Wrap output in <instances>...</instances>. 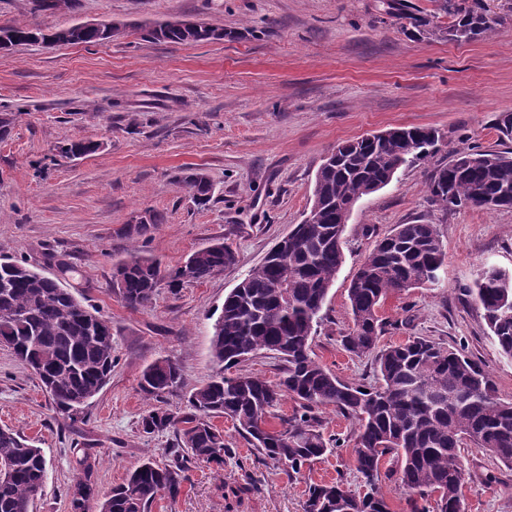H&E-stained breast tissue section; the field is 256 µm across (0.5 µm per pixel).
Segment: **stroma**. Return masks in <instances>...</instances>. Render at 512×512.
<instances>
[{
  "mask_svg": "<svg viewBox=\"0 0 512 512\" xmlns=\"http://www.w3.org/2000/svg\"><path fill=\"white\" fill-rule=\"evenodd\" d=\"M484 3L501 23L491 37L465 42L403 33L381 0H78L76 9L47 12L32 11L30 0H0V25L126 27L110 42L0 50V117L12 120L0 136V255L59 277L112 323V375L74 421L55 412L35 375L0 346V427L47 459L33 512H69L83 455L96 458L103 493L145 457L169 462L174 433L142 429L152 405L139 389L144 369L176 360L183 382L168 402L183 406L216 370L215 310L309 211L323 158L392 128L436 129L449 148L432 163L401 168L355 204L313 356L342 380L377 384L374 355L353 356L341 342L353 325L347 288L376 240L399 224H432L446 252L441 279L385 300L379 344L421 336L464 349L499 397L512 399V360L462 292L484 265L512 271V209L448 212L427 193L432 166L448 162L449 149L506 148L494 123L512 112V0ZM168 20L201 21L226 36L142 38ZM76 140L98 148L60 156L59 146ZM197 169L212 184L203 207L179 181ZM147 213L158 221L139 231ZM218 240L233 245L239 262L205 282L160 289L137 310L113 287V268L130 253L176 266ZM318 415L324 435L341 445L298 474L259 460L231 421L217 418L232 450L223 468L191 465L181 495L157 499L150 512H304L307 484L339 479L361 492L355 420L332 407ZM461 456L471 473L466 512H512V470L472 444Z\"/></svg>",
  "mask_w": 512,
  "mask_h": 512,
  "instance_id": "stroma-1",
  "label": "stroma"
}]
</instances>
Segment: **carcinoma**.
Instances as JSON below:
<instances>
[{"label":"carcinoma","instance_id":"1","mask_svg":"<svg viewBox=\"0 0 512 512\" xmlns=\"http://www.w3.org/2000/svg\"><path fill=\"white\" fill-rule=\"evenodd\" d=\"M452 18L446 27L388 3L389 14L419 33L456 41L490 36L500 24L490 18L483 0H439ZM17 45L49 46L50 36L25 25L0 27ZM118 26L101 36L74 27L70 43H96L119 38ZM148 37L171 43L224 39V29L176 26L169 21L152 28ZM442 137L431 128L401 127L373 138L364 137L336 147L318 168L315 201L302 222L288 234L284 251L268 253L224 298L211 338V355L218 371L187 397L188 411L155 407L142 418L145 433L172 431L177 438L173 459L160 467L147 458L127 479L99 497L92 474L96 462L79 461L85 483L79 494L68 493L70 512H150L159 497L174 501L189 480L188 463L224 467L232 449L215 417L233 421L257 454L298 473L308 463L339 447L326 440L313 410L332 406L357 421L354 446L356 471L365 491L356 494L340 481L311 483L304 512H391L380 489L381 476L398 475L406 492V512H464L462 488L467 472L460 448L473 442L512 470V402L502 400L491 378L462 351L414 336L377 353V385L347 382L311 356V340L323 320L336 273L343 263L345 206L356 203L391 182L403 166L425 163L439 151ZM199 206L211 197L207 175L195 170L182 178ZM431 202L452 211L512 209V150L484 151L474 146L454 152L429 176ZM446 253L433 224H399L377 240L348 286L353 327L343 337L345 349L361 357L377 349L384 323L381 304L392 294L438 283ZM238 263V252L216 242L194 252L179 265L166 268L157 259L136 253L116 264L115 278L125 306L150 304L157 284L175 289L202 282ZM472 298L503 356L512 360V273L494 266L480 270L464 289ZM13 346L18 360L38 374L54 409L77 419L73 402L92 399L112 372V322L89 323L83 305L54 279L23 263L0 262V341ZM273 352L283 363L277 381L256 375L228 377L224 371L257 354ZM180 366L158 359L143 371L139 387L158 402L182 382ZM294 398L300 412L266 427L269 410L285 397ZM390 457L391 469L381 472ZM0 462L10 479L0 481V512H32L47 473L42 449L10 429L0 428Z\"/></svg>","mask_w":512,"mask_h":512}]
</instances>
